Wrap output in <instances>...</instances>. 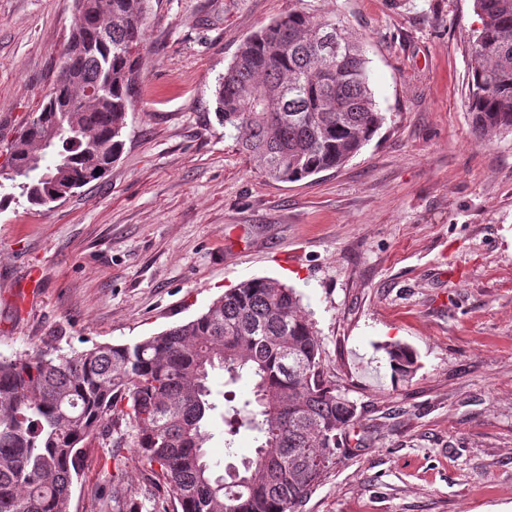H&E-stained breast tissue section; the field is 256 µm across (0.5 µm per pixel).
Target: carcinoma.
<instances>
[{
	"instance_id": "obj_1",
	"label": "carcinoma",
	"mask_w": 512,
	"mask_h": 512,
	"mask_svg": "<svg viewBox=\"0 0 512 512\" xmlns=\"http://www.w3.org/2000/svg\"><path fill=\"white\" fill-rule=\"evenodd\" d=\"M149 0H74L98 15L76 25L48 101L7 148L0 208L47 207L105 175L122 149ZM481 27L468 64L471 124L512 133V0H474ZM361 39L308 10L282 15L239 46L215 88L224 127L267 178L301 181L338 169L385 116ZM395 376L417 370L404 344L384 347ZM247 375L251 396H214ZM224 424L215 469L209 423ZM357 406L325 368L318 329L296 289L245 280L207 311L133 344L0 356V512H71L85 442L109 430L129 443L173 512H302L349 446ZM253 433L238 456L236 437Z\"/></svg>"
}]
</instances>
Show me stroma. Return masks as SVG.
<instances>
[{
  "instance_id": "stroma-1",
  "label": "stroma",
  "mask_w": 512,
  "mask_h": 512,
  "mask_svg": "<svg viewBox=\"0 0 512 512\" xmlns=\"http://www.w3.org/2000/svg\"><path fill=\"white\" fill-rule=\"evenodd\" d=\"M124 147L52 208L0 209V354L131 344L272 277L303 293L358 424L303 512H512V134L468 112L474 0H151ZM363 39L382 127L341 168L268 180L215 112L242 41L291 10ZM73 0H0V165L49 94ZM419 368L395 380L385 345ZM123 458L115 467V458ZM151 497L97 436L72 512Z\"/></svg>"
}]
</instances>
